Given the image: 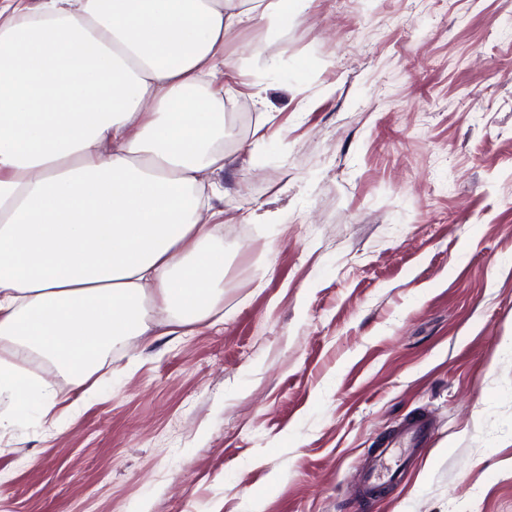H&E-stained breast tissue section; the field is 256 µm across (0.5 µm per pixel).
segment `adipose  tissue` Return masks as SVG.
<instances>
[{
    "label": "adipose tissue",
    "instance_id": "ef3b65f1",
    "mask_svg": "<svg viewBox=\"0 0 512 512\" xmlns=\"http://www.w3.org/2000/svg\"><path fill=\"white\" fill-rule=\"evenodd\" d=\"M309 0H0V391H82L99 358L224 298V47ZM27 359L25 361L26 369L29 374L35 377H42L45 379H49L56 383L57 389L63 392H67L70 389V385L68 379L58 370L53 372L50 368L45 366L38 357L34 355L26 356Z\"/></svg>",
    "mask_w": 512,
    "mask_h": 512
}]
</instances>
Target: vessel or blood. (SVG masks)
<instances>
[{"mask_svg": "<svg viewBox=\"0 0 512 512\" xmlns=\"http://www.w3.org/2000/svg\"><path fill=\"white\" fill-rule=\"evenodd\" d=\"M429 418L421 416L400 422L370 458L364 470L366 490L382 484L393 485L404 478V466L411 463L432 436Z\"/></svg>", "mask_w": 512, "mask_h": 512, "instance_id": "1", "label": "vessel or blood"}]
</instances>
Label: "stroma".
<instances>
[{"mask_svg":"<svg viewBox=\"0 0 512 512\" xmlns=\"http://www.w3.org/2000/svg\"><path fill=\"white\" fill-rule=\"evenodd\" d=\"M225 54L263 102L224 109V318L114 348L62 433L0 394V512H512V0H312ZM432 431L431 420L424 416L400 422L366 464L364 470L366 490L372 491L381 484L400 483L404 478L407 466L414 460L421 448H425L430 441ZM393 456L403 459L402 467L389 471L384 465L386 460Z\"/></svg>","mask_w":512,"mask_h":512,"instance_id":"obj_1","label":"stroma"}]
</instances>
